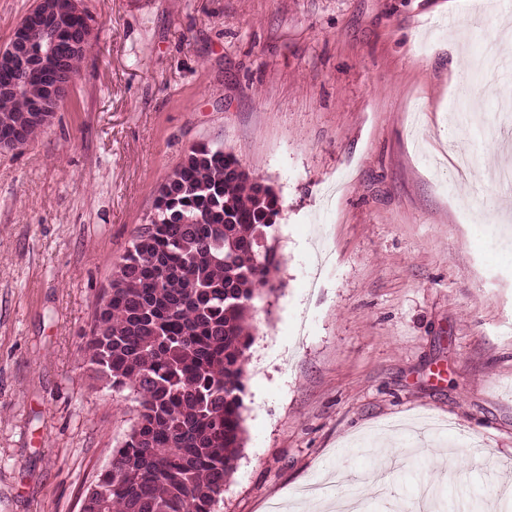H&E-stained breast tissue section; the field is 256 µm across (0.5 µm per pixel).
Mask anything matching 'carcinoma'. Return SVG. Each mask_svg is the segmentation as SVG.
<instances>
[{
    "label": "carcinoma",
    "instance_id": "1",
    "mask_svg": "<svg viewBox=\"0 0 512 512\" xmlns=\"http://www.w3.org/2000/svg\"><path fill=\"white\" fill-rule=\"evenodd\" d=\"M0 98V126L26 107ZM95 307L84 352L138 409L82 512H214L242 447L246 323L280 261L278 198L221 146H193L160 187Z\"/></svg>",
    "mask_w": 512,
    "mask_h": 512
}]
</instances>
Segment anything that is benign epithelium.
Returning <instances> with one entry per match:
<instances>
[{
  "instance_id": "7a95c632",
  "label": "benign epithelium",
  "mask_w": 512,
  "mask_h": 512,
  "mask_svg": "<svg viewBox=\"0 0 512 512\" xmlns=\"http://www.w3.org/2000/svg\"><path fill=\"white\" fill-rule=\"evenodd\" d=\"M80 15L79 0H36L15 27L8 44L0 49V69L10 70L20 77L29 67H34L43 79L41 96L34 99L24 115L18 117L13 131L0 135V152L13 151L22 146L24 129L36 124L51 125L67 91L68 83L58 78L65 70V60L51 48L34 52L31 35L35 31L58 27L62 18Z\"/></svg>"
}]
</instances>
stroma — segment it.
<instances>
[{"label":"stroma","mask_w":512,"mask_h":512,"mask_svg":"<svg viewBox=\"0 0 512 512\" xmlns=\"http://www.w3.org/2000/svg\"><path fill=\"white\" fill-rule=\"evenodd\" d=\"M81 0L53 122L0 152V512H79L136 414L83 351L109 276L194 145L279 200L277 290L245 352L244 446L216 512H485L512 464V0Z\"/></svg>","instance_id":"obj_1"}]
</instances>
